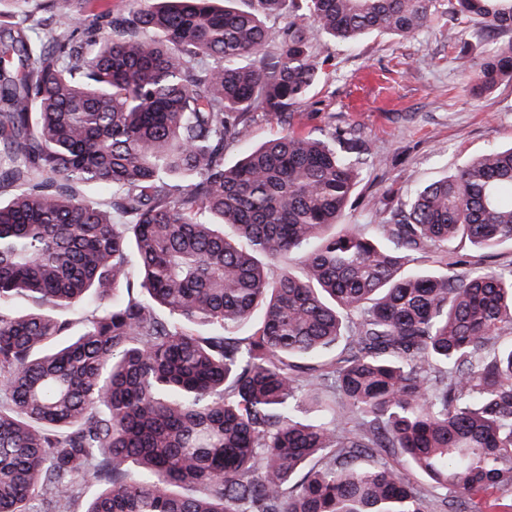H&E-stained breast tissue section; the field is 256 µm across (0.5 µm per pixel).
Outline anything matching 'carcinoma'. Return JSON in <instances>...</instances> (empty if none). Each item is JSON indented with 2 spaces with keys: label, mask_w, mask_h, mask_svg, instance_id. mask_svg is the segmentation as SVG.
<instances>
[{
  "label": "carcinoma",
  "mask_w": 512,
  "mask_h": 512,
  "mask_svg": "<svg viewBox=\"0 0 512 512\" xmlns=\"http://www.w3.org/2000/svg\"><path fill=\"white\" fill-rule=\"evenodd\" d=\"M5 1L0 512H72L89 481L84 512L512 502V259L474 268L512 243V146L344 224L365 141L297 131L320 38H408L439 15L511 33L512 0H136L92 17ZM457 60L491 90L512 40L478 70ZM259 114L284 133L225 164Z\"/></svg>",
  "instance_id": "obj_1"
}]
</instances>
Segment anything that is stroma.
Here are the masks:
<instances>
[{
  "label": "stroma",
  "instance_id": "35a3bbf8",
  "mask_svg": "<svg viewBox=\"0 0 512 512\" xmlns=\"http://www.w3.org/2000/svg\"><path fill=\"white\" fill-rule=\"evenodd\" d=\"M490 48L475 29L439 19L411 38L329 42L303 128L324 126L330 112L337 125L355 127L368 144L358 187L365 200L348 208L346 223H375L371 201L404 197L488 149L512 144V82L472 93L454 58L462 50L478 66Z\"/></svg>",
  "mask_w": 512,
  "mask_h": 512
}]
</instances>
